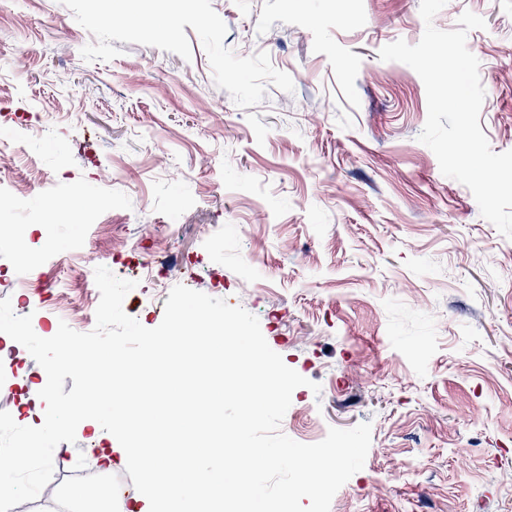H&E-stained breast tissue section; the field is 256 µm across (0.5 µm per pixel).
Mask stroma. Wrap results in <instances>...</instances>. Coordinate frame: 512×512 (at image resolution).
Returning <instances> with one entry per match:
<instances>
[{
  "mask_svg": "<svg viewBox=\"0 0 512 512\" xmlns=\"http://www.w3.org/2000/svg\"><path fill=\"white\" fill-rule=\"evenodd\" d=\"M211 4L224 46L267 52L293 92L269 83L238 107L189 26L190 59L120 41L87 62L94 37L61 0H0V139L21 140L0 299L49 338L96 312L85 265L168 253L126 314L157 327L178 284L242 306L310 381L282 433L312 444L370 423L365 465L330 512H512V239L419 141V75L379 57L419 42L420 0ZM467 10L486 22L467 35L479 125L493 152L512 150V0H447L433 23L456 29ZM60 193L70 217L35 223ZM19 231L59 260L20 266Z\"/></svg>",
  "mask_w": 512,
  "mask_h": 512,
  "instance_id": "obj_1",
  "label": "stroma"
}]
</instances>
